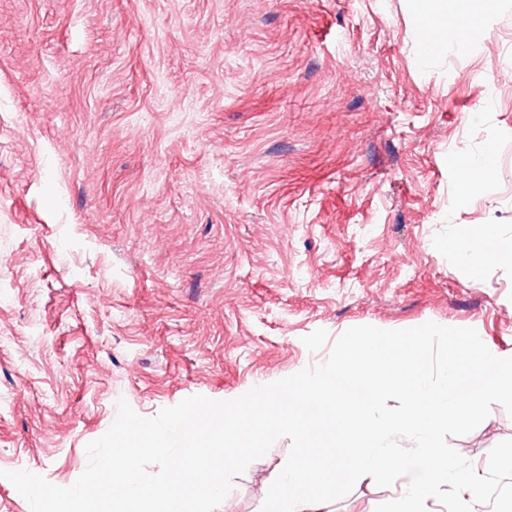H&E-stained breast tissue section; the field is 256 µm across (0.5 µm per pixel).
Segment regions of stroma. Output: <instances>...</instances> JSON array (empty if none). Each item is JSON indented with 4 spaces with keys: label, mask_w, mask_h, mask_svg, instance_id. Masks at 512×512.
<instances>
[{
    "label": "stroma",
    "mask_w": 512,
    "mask_h": 512,
    "mask_svg": "<svg viewBox=\"0 0 512 512\" xmlns=\"http://www.w3.org/2000/svg\"><path fill=\"white\" fill-rule=\"evenodd\" d=\"M412 0H0V473L60 487L126 401L231 400L347 329L471 327L512 354V0L422 59ZM497 149L463 195L458 153ZM500 405L451 445L481 468ZM279 439L216 512H260ZM358 480L321 512H375ZM464 227L472 232V236L458 234L456 229L451 233L458 264L471 270L481 269L482 266L489 262H507L512 264V253L501 255L491 249V246L498 237L496 231L491 226L481 225L476 229Z\"/></svg>",
    "instance_id": "obj_1"
}]
</instances>
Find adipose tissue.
I'll return each mask as SVG.
<instances>
[{"label": "adipose tissue", "mask_w": 512, "mask_h": 512, "mask_svg": "<svg viewBox=\"0 0 512 512\" xmlns=\"http://www.w3.org/2000/svg\"><path fill=\"white\" fill-rule=\"evenodd\" d=\"M419 20L438 29L454 28L456 50H465L468 46V33L476 22L485 16L491 8L492 0H416ZM450 45L433 41L426 47L427 53L446 52ZM496 149L487 144L480 155H463L458 172L459 182L464 190L479 191L491 178L495 169ZM455 257L460 265L469 269H480L487 263L505 261L512 264V253L501 255L493 251L497 239L496 231L488 225L478 226L471 235L453 234Z\"/></svg>", "instance_id": "1"}]
</instances>
